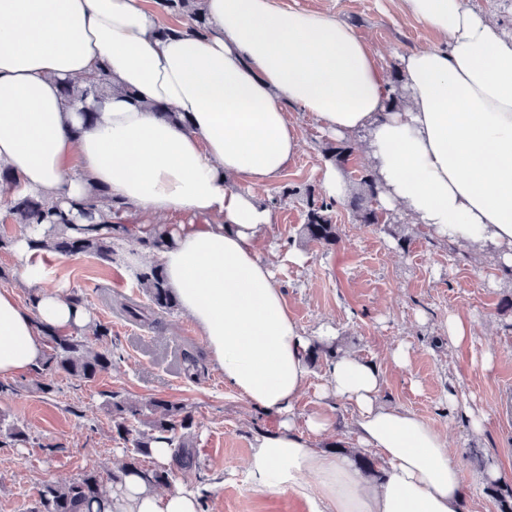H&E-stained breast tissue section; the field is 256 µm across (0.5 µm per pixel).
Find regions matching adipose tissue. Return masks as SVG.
<instances>
[{"label":"adipose tissue","mask_w":512,"mask_h":512,"mask_svg":"<svg viewBox=\"0 0 512 512\" xmlns=\"http://www.w3.org/2000/svg\"><path fill=\"white\" fill-rule=\"evenodd\" d=\"M149 0H0V166L13 196L48 206L105 190L137 220L116 227L158 259L182 314L204 336L224 382L253 406L280 415L262 435L248 476L259 489H294L322 512H469L470 492L444 437L381 400L383 377L348 352L327 366L319 408L296 427L312 338L289 315L257 242L274 222L253 187L276 180L301 147L290 111L333 135L367 136L382 208H398L434 236L512 268V31L466 0H403L440 37L403 56L393 87L363 38L320 11L278 0H204L205 34L162 35ZM106 73L110 96L67 102L63 82L87 86ZM402 90L398 108L387 102ZM164 106L180 121L159 117ZM92 121H85V113ZM176 213L155 248L154 217ZM29 231L13 244L18 287L37 289L33 309L0 289V378L37 366L39 325L87 333L91 317L52 282ZM355 413L360 452L382 471L366 478L346 457L317 448L336 402ZM113 512H199L181 485L157 492L123 479Z\"/></svg>","instance_id":"obj_1"}]
</instances>
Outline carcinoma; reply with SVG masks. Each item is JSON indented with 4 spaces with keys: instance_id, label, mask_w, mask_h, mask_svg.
<instances>
[{
    "instance_id": "carcinoma-1",
    "label": "carcinoma",
    "mask_w": 512,
    "mask_h": 512,
    "mask_svg": "<svg viewBox=\"0 0 512 512\" xmlns=\"http://www.w3.org/2000/svg\"><path fill=\"white\" fill-rule=\"evenodd\" d=\"M156 4L166 13L188 17L191 20L189 30L199 34L207 32L200 0H156ZM107 88L109 84L101 79L90 82L83 89L68 82L62 86V94L72 101L89 94L104 96ZM325 155L344 171L351 156V146L346 140L336 146L330 145L325 149ZM358 185V194L349 201L356 221L373 225L388 223L378 205L380 189L375 173L370 169L359 171ZM335 204L334 200L323 199L309 208L304 231L310 240L328 246L336 244V225L332 224L330 215ZM9 212L17 223L29 228L48 225L45 240L40 242V246L51 252L62 256L94 254L105 260L112 258V227L105 221L81 228L78 234L73 235L69 233L76 221L73 212L50 208L36 196L11 200ZM139 284L150 300V309L171 310L176 306L162 268L154 266L141 273ZM43 334L48 351L39 363L38 371L44 377L63 373L90 381L112 365L110 350L91 347L81 335H60L50 329L43 330ZM103 408L110 415L118 438L130 444L128 461L119 472L111 473L106 479L95 471H86L67 484L43 485L38 490L37 506L33 512H105L111 503L110 494L122 484L128 472L139 475L148 485L155 487L170 484L178 470L199 466L190 443L193 418L186 407L163 400L132 405L111 396L104 401ZM134 421L144 425L145 429L132 431L129 424ZM160 441L172 447V465L142 467L141 459L151 456L154 444Z\"/></svg>"
}]
</instances>
